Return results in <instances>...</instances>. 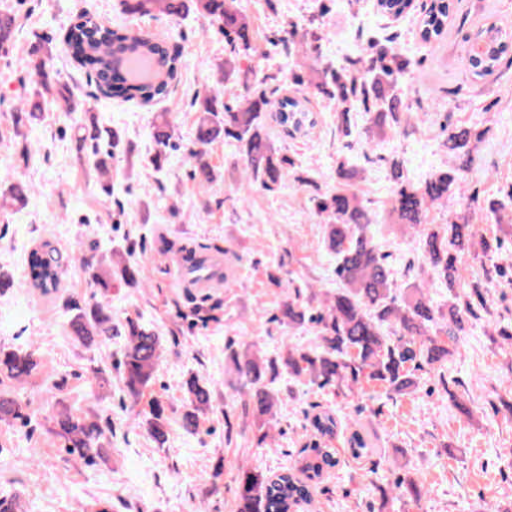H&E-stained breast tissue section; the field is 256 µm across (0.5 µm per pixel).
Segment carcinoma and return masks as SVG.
<instances>
[{"label":"carcinoma","mask_w":512,"mask_h":512,"mask_svg":"<svg viewBox=\"0 0 512 512\" xmlns=\"http://www.w3.org/2000/svg\"><path fill=\"white\" fill-rule=\"evenodd\" d=\"M124 11L131 15L181 17L196 12L216 23L228 39L230 57L224 60V78L244 77V102L233 107L216 95L199 100L195 145L189 150L193 163V177L202 187L215 180L214 169L201 149L222 138L238 143L244 161V172L249 184L265 190L286 185L290 180L286 159L270 141L266 120H277L272 101L260 80H250L249 72L239 67L240 61L257 52L253 43L251 22L236 6V0H123ZM451 0H431L420 22V36L427 43L436 42L448 26ZM413 0H381V12L409 13ZM17 28L15 14L0 12V50L13 41ZM497 33L496 46H484L483 53L469 66L470 74L478 79L497 70L502 58L512 53V33L494 23L480 29L477 37L485 39L486 30ZM66 43L76 50L79 64L93 73L99 93L111 90L109 96L143 105L147 101H160L169 97L171 87L180 77V56L168 46L155 40L143 30H113L92 18L74 24L66 34ZM143 46L157 54L168 72L157 86L132 87L128 85L109 58L117 49ZM367 68L354 73L350 65H341L324 72L320 82L305 81L297 73L293 82L305 83L320 90L336 101L345 133H350L348 114L355 106L371 114V131L381 134L398 125L410 107L398 89L399 77L406 73L409 60L373 44L363 50ZM51 49L31 60L36 77L32 96L20 103L17 111L30 115L42 111L46 98L62 103L67 112L78 111L73 92L58 71L49 64ZM287 110L292 114L291 124L304 134L313 127L311 113L305 104L292 97ZM155 126L156 153L154 164L161 168L168 161L172 134L166 114L158 115ZM109 150L98 154L97 168L109 172L116 158L120 136L107 131ZM101 131L95 121H79L75 127L77 150H83L87 141L100 139ZM482 139V133L467 127L448 130L446 146L448 164L438 169L423 182L415 184L408 176L405 161L397 156L388 160L390 173L389 205L404 229L419 238L432 270L448 291L452 292L466 280L467 268L457 263L456 254L478 247L483 255L494 256L512 239V229L490 239H476L473 225L466 217L461 221H448L440 232L428 223L430 208L460 193L461 172L471 163V154ZM336 189L317 194L313 198V213L324 224L325 238L330 253L336 256V279L339 287L325 294L321 307L312 308L317 294L311 288H285L284 299L277 307L273 319L288 329H302L312 325L314 340L308 345H292L274 358L264 359L250 352L230 349L229 359L242 381L247 405L257 418L268 423L277 402L274 384L282 375L290 379H306L324 388L345 383L362 390V381L382 383L388 391L403 395L418 386L407 364L421 369L448 360L453 350L448 342H458L467 318L473 314L472 303L454 296L447 311L436 308L429 289L411 284L396 286L387 256L380 253L371 231L373 219L363 200L354 190L357 172L339 164ZM29 187L16 178L0 191V209L7 210L12 203L26 206ZM67 261L48 241L35 248L28 260L27 286L49 295L60 286ZM114 273L132 288L145 282V267L132 251H127L115 265ZM73 315L71 327L75 338L91 347L98 336L112 330V312L99 303L68 302ZM127 344L119 362L120 375L128 394L139 397L150 384L159 359L161 341L155 333L129 319L125 324ZM37 368L34 352L0 347V378L23 380ZM185 413L182 426L194 432L200 415L211 408V390L201 378L192 375L184 385ZM26 414L22 400L6 391H0V420H23ZM146 424L152 437L165 442L168 416L165 405L153 401L146 413ZM59 434L66 440L70 453L93 463L102 457L101 439L105 428L98 419H89L61 412L56 417ZM310 426L321 438L333 435L337 421L329 411H321L310 420ZM337 465L336 450L319 442L298 461L297 469L304 477L284 472L273 475L260 467L244 468L237 477V512H299L302 504L311 500V483ZM392 487L400 496L419 501L425 495L423 487L413 479L398 476Z\"/></svg>","instance_id":"cac0c4a2"}]
</instances>
